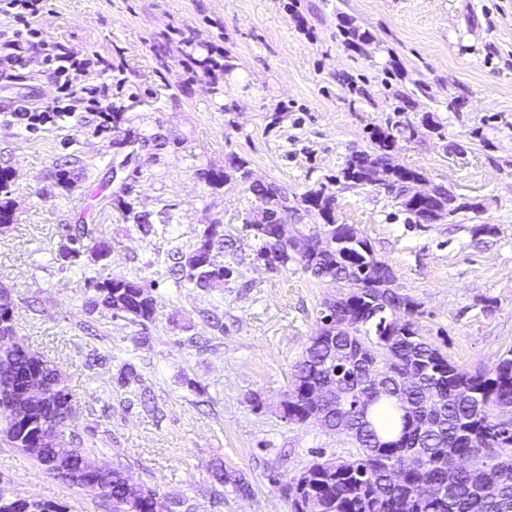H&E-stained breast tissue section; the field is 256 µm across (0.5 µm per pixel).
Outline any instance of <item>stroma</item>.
<instances>
[{
	"mask_svg": "<svg viewBox=\"0 0 512 512\" xmlns=\"http://www.w3.org/2000/svg\"><path fill=\"white\" fill-rule=\"evenodd\" d=\"M31 25L29 77L0 80L12 208L0 289L18 336L62 369L92 458L194 512H291L287 477L358 452L281 417L321 305L341 288L258 259L243 222L254 198L203 177L233 154L300 197L373 149L374 130L399 127L392 163L466 210L419 224L381 187L339 186L337 223L388 262L393 288L419 305L420 335L462 368L512 348V0H47ZM354 26L366 40L348 37ZM56 43L111 62L106 128L16 122L17 100L56 97L41 66ZM126 202L150 230L125 218ZM78 224L89 237L76 251ZM208 230L232 274L201 290L172 273V254ZM112 276L149 286L152 323L94 305L95 282ZM221 469L245 490L218 484ZM1 482L65 512H110L3 441Z\"/></svg>",
	"mask_w": 512,
	"mask_h": 512,
	"instance_id": "1",
	"label": "stroma"
}]
</instances>
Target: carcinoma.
<instances>
[{"instance_id":"cac0c4a2","label":"carcinoma","mask_w":512,"mask_h":512,"mask_svg":"<svg viewBox=\"0 0 512 512\" xmlns=\"http://www.w3.org/2000/svg\"><path fill=\"white\" fill-rule=\"evenodd\" d=\"M378 149L353 152L339 175L328 178L303 194L300 203L316 208L325 224L320 231L281 236L273 224L253 223L248 228L264 243L258 257L276 266L290 262L316 278H329L346 289L339 298L321 304V335L310 340L294 366L288 421L303 424L319 407L310 394L334 383L342 392L323 399L325 425L329 430L344 422V435L359 447L349 459L315 460L287 484L291 512H512V423L496 420L495 409L512 408V348L489 367L468 371L448 359L440 348L419 335L413 316L419 304L390 287V266L375 256L370 242L361 237L349 242L344 227L336 225L333 186L375 185L384 188L418 224H428L465 208L452 204L448 189L439 188L432 200L418 199L412 185L423 181L418 171L390 163L397 137L376 132ZM213 185L236 179L246 185L259 209L272 215L292 200L288 189L274 181L251 180L248 162L228 158L224 174L206 173ZM224 242L207 232L192 250L178 256L180 272L195 287L208 290L224 283L230 270L216 260ZM95 302L118 317L142 326L153 321L154 299L147 286L123 277L96 285ZM361 343L373 352L376 368L385 374L382 389L370 391L368 369L348 362L345 349ZM29 348L12 351L15 370L9 376L21 392L39 377H57L59 366L44 360L30 362ZM410 370L417 381L403 386L400 372ZM56 400L29 403L27 416L12 424L13 447L21 449L46 473L80 490L95 477L83 475V483L70 482L80 472L81 461L90 455L73 431L53 446L43 445L46 431L67 416L70 394L55 392ZM489 475L495 490L488 492L474 469ZM454 481L447 484L448 473ZM132 475L112 467V488L100 498L112 512H154L150 494L131 485ZM0 512H28L25 499L0 485Z\"/></svg>"}]
</instances>
